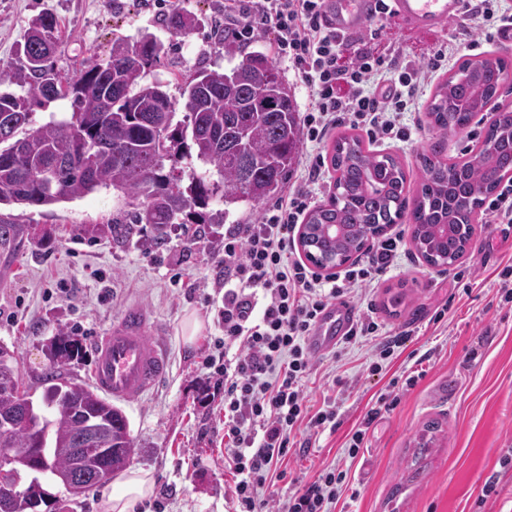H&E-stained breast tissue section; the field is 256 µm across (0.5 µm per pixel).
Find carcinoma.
Here are the masks:
<instances>
[{
    "mask_svg": "<svg viewBox=\"0 0 512 512\" xmlns=\"http://www.w3.org/2000/svg\"><path fill=\"white\" fill-rule=\"evenodd\" d=\"M164 23L172 34L186 36L199 19L177 6ZM214 38L227 60L242 59L224 72L197 70L182 87L185 114L178 123L176 102L161 84L143 82L165 54L153 33L112 40L107 59L68 76L55 63L59 20L50 13L32 18L17 62L0 68V85L20 87L18 93L0 91V205L48 206L112 188L135 206L133 223L112 221V234L127 238L144 224L153 248L165 242L173 224H223L234 206L278 196L301 145L288 83L266 53L244 54L221 32ZM511 67L507 58H469L436 88L428 117L439 137L417 156L419 179L411 198L397 158L372 152L356 135L338 136L331 147V201L308 213L304 252L321 262L356 258L367 246L364 228L385 230L407 214L418 254L434 266L456 263L474 232L477 209L497 180L512 178V112L493 117L482 146L463 160L448 161L445 145L498 99L499 77ZM55 101L68 102L70 111L31 127L33 107ZM97 142L104 147L83 152ZM217 201L224 208H210ZM333 224L340 233H332ZM77 352L75 339L55 346L54 366L41 376V407L34 406L15 353L7 354L0 364V419L12 425L0 429V448L12 449L23 476L71 475L83 479L89 492L99 483L79 463L89 465L99 449L110 448L115 474L136 448L120 407L92 386L57 374L55 366ZM30 406L42 417L35 431L25 418ZM91 423L99 425L95 445L78 454ZM4 497L9 512H36L43 503L36 478L24 490L0 487Z\"/></svg>",
    "mask_w": 512,
    "mask_h": 512,
    "instance_id": "carcinoma-1",
    "label": "carcinoma"
}]
</instances>
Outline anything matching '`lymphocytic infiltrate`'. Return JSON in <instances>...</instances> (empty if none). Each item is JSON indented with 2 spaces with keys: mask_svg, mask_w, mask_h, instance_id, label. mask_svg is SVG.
<instances>
[{
  "mask_svg": "<svg viewBox=\"0 0 512 512\" xmlns=\"http://www.w3.org/2000/svg\"><path fill=\"white\" fill-rule=\"evenodd\" d=\"M325 0H224V28L250 42L259 27L273 36L272 52L287 61L307 93L302 118L308 142L321 144L337 123L369 138L408 141L405 110L428 79L447 68L449 51L427 54L426 65L385 64L383 42L339 36L323 24ZM465 19L485 41L512 25L492 0H472ZM321 176L317 155L272 214L258 224L224 232V339L207 368L224 376V464L235 475L231 497L238 512H270L280 465L297 436L319 435L336 420L334 405L310 411L306 382L315 368L308 349L317 320L333 301L356 297L389 269L399 237L378 242L362 265L323 282L292 247L304 214L316 204ZM345 472L322 469L298 489L281 512H335Z\"/></svg>",
  "mask_w": 512,
  "mask_h": 512,
  "instance_id": "obj_1",
  "label": "lymphocytic infiltrate"
}]
</instances>
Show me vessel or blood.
<instances>
[{"mask_svg":"<svg viewBox=\"0 0 512 512\" xmlns=\"http://www.w3.org/2000/svg\"><path fill=\"white\" fill-rule=\"evenodd\" d=\"M373 0H328L326 21L337 34L350 35L368 23L374 14ZM462 0H392L393 19L403 27L436 34L449 20L458 18ZM355 320L354 309L335 302L321 315L308 338L313 353L333 350ZM157 332L151 314L132 305L115 320L107 332L94 340L95 359L92 384L118 401L143 398L155 390L169 374V359L161 344L150 343Z\"/></svg>","mask_w":512,"mask_h":512,"instance_id":"vessel-or-blood-1","label":"vessel or blood"}]
</instances>
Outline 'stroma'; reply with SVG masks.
<instances>
[{
  "instance_id": "obj_1",
  "label": "stroma",
  "mask_w": 512,
  "mask_h": 512,
  "mask_svg": "<svg viewBox=\"0 0 512 512\" xmlns=\"http://www.w3.org/2000/svg\"><path fill=\"white\" fill-rule=\"evenodd\" d=\"M201 24L188 37L162 27V13L148 0H0V65L16 57L27 23L43 12L58 17L66 38L56 54L58 69L76 74L85 62L108 57L117 37L135 39L142 30L172 45L150 77L179 99L187 78L204 66L223 70L228 61L211 41L224 0H175ZM463 20L444 32L420 35L396 23L385 28L397 52L419 53L433 44L466 37ZM436 90L428 85L412 108L410 143H372L416 173V156L436 141L427 106ZM132 210L110 188L49 206L4 204L18 234L0 244V343L14 349L34 403H41L42 374L58 336L79 339L84 353L60 366L61 376L90 382L95 337L103 335L126 305L137 303L161 324L171 358L169 378L142 399L122 403L138 448L131 468L151 472L153 493L139 512H234V477L224 467V404L213 396L216 377L204 361L221 336L219 312L224 275L218 256L224 225H205L190 240L183 226L169 232L158 249L141 235L112 236V220ZM403 241L393 267L361 299L381 332L402 345L381 370H372L374 338L317 356L306 384L311 410L336 402V429L312 437L309 453L288 454L275 496L287 500L316 472L336 465L348 473L350 492L336 512H512V302L498 289L499 273L512 260V226L480 215L464 256L448 269L428 266L412 246L407 220L388 230ZM204 328L187 343L190 318ZM430 355L425 373L403 392L392 411L375 420L363 448L349 458L344 443L362 422L378 393L395 377L414 371ZM498 494L479 503L489 477ZM119 478L76 497L61 483L41 479L46 495L40 512H102L103 494Z\"/></svg>"
}]
</instances>
